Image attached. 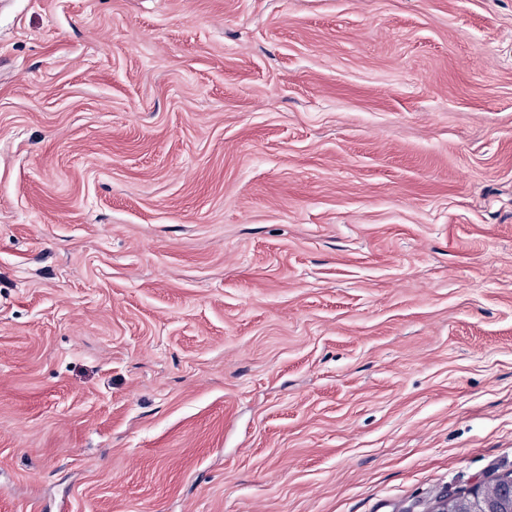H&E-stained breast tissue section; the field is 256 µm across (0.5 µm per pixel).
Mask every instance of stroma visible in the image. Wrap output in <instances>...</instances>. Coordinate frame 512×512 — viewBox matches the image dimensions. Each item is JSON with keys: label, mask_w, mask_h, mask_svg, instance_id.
Instances as JSON below:
<instances>
[{"label": "stroma", "mask_w": 512, "mask_h": 512, "mask_svg": "<svg viewBox=\"0 0 512 512\" xmlns=\"http://www.w3.org/2000/svg\"><path fill=\"white\" fill-rule=\"evenodd\" d=\"M510 474L512 0H0V512Z\"/></svg>", "instance_id": "1"}]
</instances>
